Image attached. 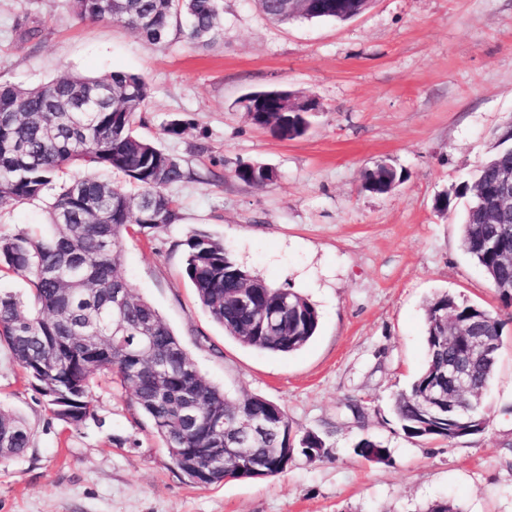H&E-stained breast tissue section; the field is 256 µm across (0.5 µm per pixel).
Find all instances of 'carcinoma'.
Returning <instances> with one entry per match:
<instances>
[{"label": "carcinoma", "mask_w": 512, "mask_h": 512, "mask_svg": "<svg viewBox=\"0 0 512 512\" xmlns=\"http://www.w3.org/2000/svg\"><path fill=\"white\" fill-rule=\"evenodd\" d=\"M75 14L85 20L121 23L145 42L165 46L173 30L195 43L208 45L224 33L219 0H72ZM262 12L283 22L297 20L300 3L258 0ZM261 103L255 125L280 139L303 136L306 112H281L268 91L250 93ZM142 77L113 72L104 77L63 75L36 87L0 85V206L42 199L60 174L74 166L120 174L135 187L115 189L100 176L60 184L48 203L44 234L0 236V266L31 276V294L23 302L0 292V342L23 369L31 386L43 396L57 419L83 424L97 420L91 379L109 374L132 388L135 409L152 429L187 481L207 474V485L224 482V472L261 467L273 477L276 449L288 447L293 432L288 415L257 394L233 396L208 382L178 336L146 299L135 295L122 277L120 238L130 232L163 230L179 220L177 201L168 189L187 178L182 160L164 152L135 132L147 99ZM273 169L259 162L239 165L234 176L251 185L272 181ZM512 174V139L506 137L479 167L472 183L462 241L469 256L484 270L492 288L512 284V263L502 258L512 249V210L489 214L500 181ZM397 169L375 164L363 187L385 194L399 182ZM185 271L201 306L225 335L239 344L277 355L306 346L319 327L315 306L301 294L277 288L239 266L224 243L196 232L186 241ZM124 289L125 302L113 307L112 292ZM246 291L253 305L246 311L238 296ZM270 313L275 326L266 330L258 320ZM458 323L477 326L486 336H503L504 321L481 306L447 293L430 299L425 309L426 358L410 385L394 400L393 414L408 438L448 437V412L435 404L456 394L448 380V364L466 337L448 334ZM499 358L480 361L473 388L483 389L495 376ZM244 414L270 422L256 440L241 445V455L219 464L198 455L181 458L182 448H210L215 439L238 437ZM298 450L325 454L315 432L296 436ZM31 434L26 423L0 409V448L5 460L27 452ZM354 453L384 462L389 449L372 435L360 438Z\"/></svg>", "instance_id": "cac0c4a2"}]
</instances>
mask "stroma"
<instances>
[{"label": "stroma", "mask_w": 512, "mask_h": 512, "mask_svg": "<svg viewBox=\"0 0 512 512\" xmlns=\"http://www.w3.org/2000/svg\"><path fill=\"white\" fill-rule=\"evenodd\" d=\"M221 7L216 42L175 35L159 49L122 25L79 19L71 0H0V82L115 71L144 79L150 97L136 132L182 159L188 176L172 190L178 223L123 236V276L206 380L273 401L294 429L322 437L326 455H294L266 479L191 485L129 388L97 376L96 420L64 424L1 343L0 407L24 419L31 444L0 462V512H427L443 499L465 512H512V321L482 433L410 439L392 414L425 359L429 299L445 292L501 309L462 247L469 199L457 191L512 122V0H371L344 22H278L257 0ZM280 88L318 105L302 137L276 138L239 105ZM175 119L185 132L165 135ZM381 160L405 179L374 195L362 178ZM248 162L276 180L239 181L234 171ZM46 222L40 202L0 207V235H37ZM195 232L315 305L319 329L305 348L273 355L225 336L185 274ZM352 402L366 405L364 421ZM366 434L384 442L386 462L354 454Z\"/></svg>", "instance_id": "stroma-1"}]
</instances>
